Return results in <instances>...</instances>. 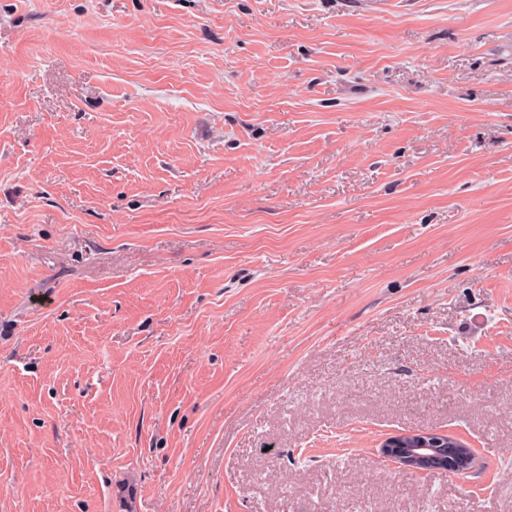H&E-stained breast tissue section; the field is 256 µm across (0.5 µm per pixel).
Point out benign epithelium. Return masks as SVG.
<instances>
[{"label": "benign epithelium", "instance_id": "7a95c632", "mask_svg": "<svg viewBox=\"0 0 512 512\" xmlns=\"http://www.w3.org/2000/svg\"><path fill=\"white\" fill-rule=\"evenodd\" d=\"M458 444L459 439L446 432L417 430L387 437L377 453L382 462L418 476L435 474L445 465L452 475L469 474L476 453L470 446L461 449Z\"/></svg>", "mask_w": 512, "mask_h": 512}]
</instances>
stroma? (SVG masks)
Instances as JSON below:
<instances>
[{"mask_svg":"<svg viewBox=\"0 0 512 512\" xmlns=\"http://www.w3.org/2000/svg\"><path fill=\"white\" fill-rule=\"evenodd\" d=\"M0 512H512V0H0ZM404 436L415 437L409 442L397 440ZM453 443V444H452ZM456 445H462L463 450ZM377 449L384 463L393 465L418 476L438 473L448 466V474L460 475L473 472L476 453L447 432L436 430L408 431L387 437Z\"/></svg>","mask_w":512,"mask_h":512,"instance_id":"stroma-1","label":"stroma"}]
</instances>
